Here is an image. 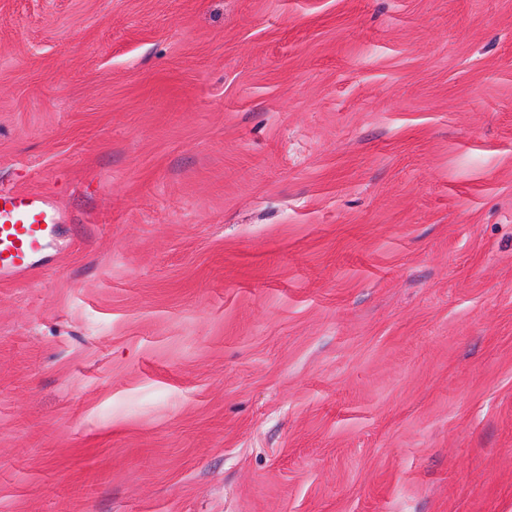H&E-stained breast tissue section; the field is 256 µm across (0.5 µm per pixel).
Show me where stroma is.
I'll use <instances>...</instances> for the list:
<instances>
[{"label":"stroma","mask_w":512,"mask_h":512,"mask_svg":"<svg viewBox=\"0 0 512 512\" xmlns=\"http://www.w3.org/2000/svg\"><path fill=\"white\" fill-rule=\"evenodd\" d=\"M0 512H512V0H0ZM59 220L56 209L41 195L0 189L1 280L36 265Z\"/></svg>","instance_id":"obj_1"}]
</instances>
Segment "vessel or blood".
<instances>
[{"mask_svg":"<svg viewBox=\"0 0 512 512\" xmlns=\"http://www.w3.org/2000/svg\"><path fill=\"white\" fill-rule=\"evenodd\" d=\"M59 219L41 195L0 189V279L36 265Z\"/></svg>","mask_w":512,"mask_h":512,"instance_id":"vessel-or-blood-1","label":"vessel or blood"}]
</instances>
